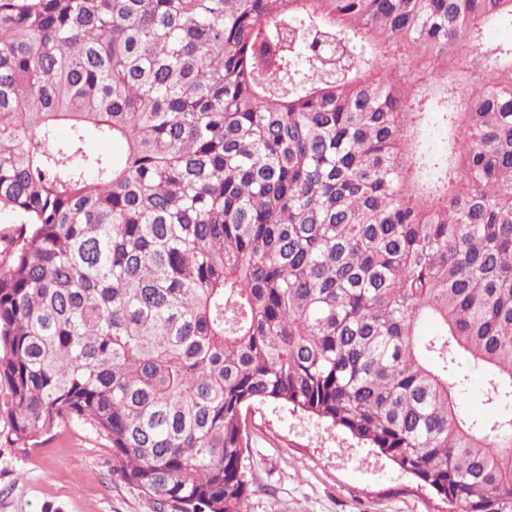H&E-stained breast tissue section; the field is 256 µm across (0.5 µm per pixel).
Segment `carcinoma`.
<instances>
[{"mask_svg":"<svg viewBox=\"0 0 512 512\" xmlns=\"http://www.w3.org/2000/svg\"><path fill=\"white\" fill-rule=\"evenodd\" d=\"M503 22L512 0H0L7 441L83 422L171 512H243L245 415L280 401L453 512H512ZM484 398L483 378L479 370L471 369V383L464 399L465 409L472 414H479L482 410L481 402Z\"/></svg>","mask_w":512,"mask_h":512,"instance_id":"obj_1","label":"carcinoma"}]
</instances>
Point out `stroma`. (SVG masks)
<instances>
[{
  "label": "stroma",
  "mask_w": 512,
  "mask_h": 512,
  "mask_svg": "<svg viewBox=\"0 0 512 512\" xmlns=\"http://www.w3.org/2000/svg\"><path fill=\"white\" fill-rule=\"evenodd\" d=\"M0 411V512H160L112 470L89 426L56 421L39 444L6 441ZM244 512H448L430 487L375 449L278 401L247 413Z\"/></svg>",
  "instance_id": "1"
}]
</instances>
